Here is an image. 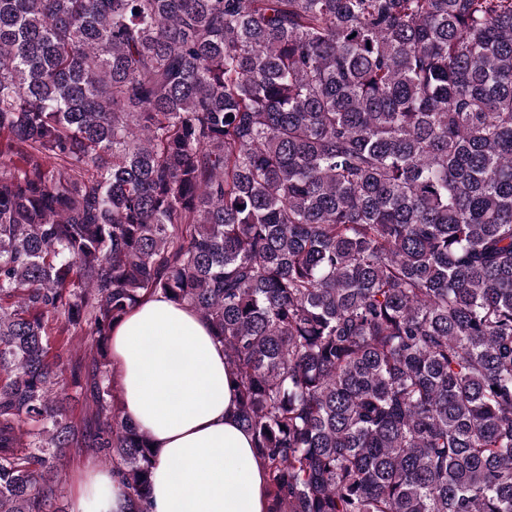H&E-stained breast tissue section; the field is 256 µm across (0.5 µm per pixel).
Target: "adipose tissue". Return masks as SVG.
Segmentation results:
<instances>
[{
  "label": "adipose tissue",
  "instance_id": "obj_1",
  "mask_svg": "<svg viewBox=\"0 0 512 512\" xmlns=\"http://www.w3.org/2000/svg\"><path fill=\"white\" fill-rule=\"evenodd\" d=\"M111 346L124 410L154 446L151 512H266L264 467L210 325L156 294L113 328ZM70 512H124L111 472L86 463Z\"/></svg>",
  "mask_w": 512,
  "mask_h": 512
}]
</instances>
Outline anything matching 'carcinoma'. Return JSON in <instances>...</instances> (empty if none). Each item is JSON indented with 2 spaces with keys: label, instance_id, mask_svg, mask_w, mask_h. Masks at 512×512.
Masks as SVG:
<instances>
[{
  "label": "carcinoma",
  "instance_id": "obj_1",
  "mask_svg": "<svg viewBox=\"0 0 512 512\" xmlns=\"http://www.w3.org/2000/svg\"><path fill=\"white\" fill-rule=\"evenodd\" d=\"M156 293L267 512H512V0H0V512L73 450L150 512L110 342Z\"/></svg>",
  "mask_w": 512,
  "mask_h": 512
}]
</instances>
